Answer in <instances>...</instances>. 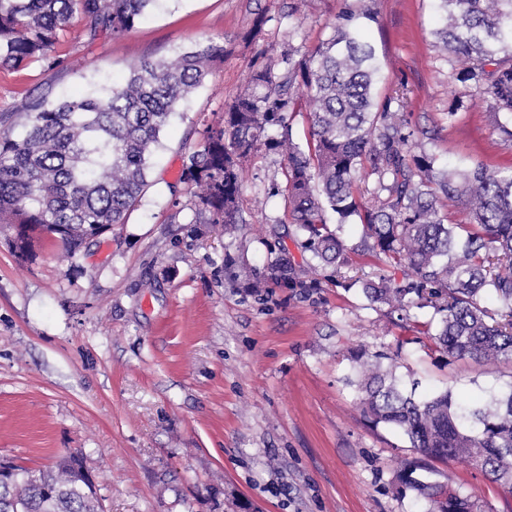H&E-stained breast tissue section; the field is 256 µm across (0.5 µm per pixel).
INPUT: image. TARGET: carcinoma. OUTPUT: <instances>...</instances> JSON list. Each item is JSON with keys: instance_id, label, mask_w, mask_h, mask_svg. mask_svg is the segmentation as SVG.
<instances>
[{"instance_id": "carcinoma-1", "label": "carcinoma", "mask_w": 512, "mask_h": 512, "mask_svg": "<svg viewBox=\"0 0 512 512\" xmlns=\"http://www.w3.org/2000/svg\"><path fill=\"white\" fill-rule=\"evenodd\" d=\"M156 2L0 0V66H57L61 60L50 52L74 16L86 20L90 41L117 37ZM435 2L436 47L453 78L486 97L496 129L512 141V0ZM362 18L370 14L347 8L333 36L309 55L297 59L290 49L280 61L252 69L224 117L205 124L201 149L181 173L196 222L222 224L227 233L244 223L239 169L263 141L284 156L289 217L314 257L344 265L346 247L328 228L327 215L333 212L338 225L358 216L363 246L409 269L399 282L363 281L368 300L391 312L432 307L440 318L429 338L449 357L495 369L512 365V170L481 162L451 168L409 150L407 93L376 101L380 67ZM222 57L224 46L211 41L172 60H142L123 84L101 92L17 106L22 130L0 131V230L11 231L7 243L15 257L30 258L37 236L51 234L74 259L113 225L126 223L149 186L161 132ZM299 92L312 107L303 144L288 122ZM273 128L278 135L266 137ZM366 174L377 177V187L374 202L362 207L357 195ZM461 200L467 222L447 223L445 203ZM265 278L290 288L319 286L280 257ZM487 297L500 308L485 306ZM397 357L365 350L350 356L358 407L374 424L399 431L422 456L400 480L425 500L426 512H474L476 504L460 488L412 474L434 472L430 461L462 459L512 484V381L485 399L460 400L449 389L419 397L384 366ZM7 466L13 475L0 482V512H102L76 452L44 469Z\"/></svg>"}]
</instances>
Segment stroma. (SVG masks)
Masks as SVG:
<instances>
[{
    "label": "stroma",
    "mask_w": 512,
    "mask_h": 512,
    "mask_svg": "<svg viewBox=\"0 0 512 512\" xmlns=\"http://www.w3.org/2000/svg\"><path fill=\"white\" fill-rule=\"evenodd\" d=\"M162 0L128 33L87 42L74 18L58 66L0 68V112L121 82L131 64L220 41L224 56L181 102L162 138L151 186L126 223L74 260L41 237L28 261L0 233V461L43 469L79 451L104 512H422L399 473L417 453L354 406L349 354H397V376L463 400L512 381L451 359L423 333L432 308L388 314L361 280L398 281L403 267L360 250L359 219L339 235L342 267L320 265L307 291L255 287L267 264L313 258L288 220L285 163L266 146L243 162L235 236L195 223L180 176L205 122L246 85L256 55L309 54L346 4L374 14L367 35L378 100L406 88L414 152L441 163L512 168V142L483 95L462 93L434 47V0ZM477 512H512V487L460 460L434 465Z\"/></svg>",
    "instance_id": "stroma-1"
}]
</instances>
